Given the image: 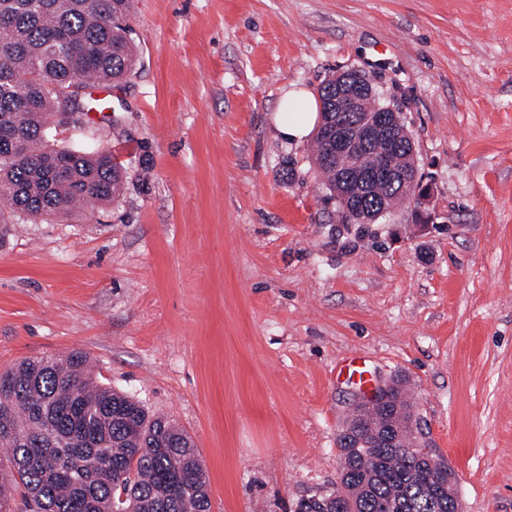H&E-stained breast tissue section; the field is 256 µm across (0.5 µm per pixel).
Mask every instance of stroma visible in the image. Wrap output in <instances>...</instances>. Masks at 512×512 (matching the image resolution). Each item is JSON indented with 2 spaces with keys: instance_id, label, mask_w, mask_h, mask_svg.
Listing matches in <instances>:
<instances>
[{
  "instance_id": "stroma-1",
  "label": "stroma",
  "mask_w": 512,
  "mask_h": 512,
  "mask_svg": "<svg viewBox=\"0 0 512 512\" xmlns=\"http://www.w3.org/2000/svg\"><path fill=\"white\" fill-rule=\"evenodd\" d=\"M110 119L121 194L67 219L0 210V370L87 354L192 438L211 512L335 490L360 353L398 381L462 512H512V0H130ZM348 69L398 105L431 186L342 223L311 139L273 122Z\"/></svg>"
}]
</instances>
